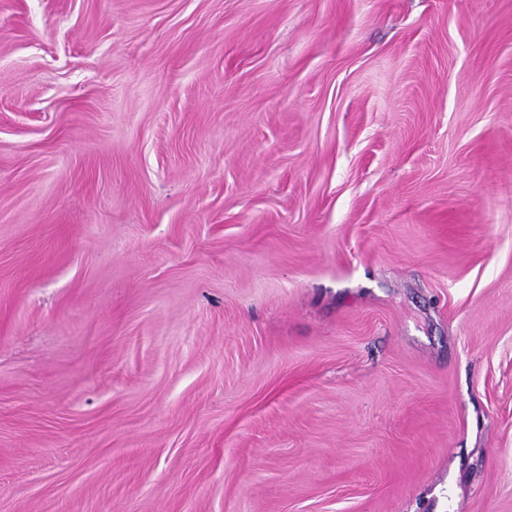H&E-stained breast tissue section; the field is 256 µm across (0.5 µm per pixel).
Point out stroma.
<instances>
[{
  "instance_id": "obj_1",
  "label": "stroma",
  "mask_w": 512,
  "mask_h": 512,
  "mask_svg": "<svg viewBox=\"0 0 512 512\" xmlns=\"http://www.w3.org/2000/svg\"><path fill=\"white\" fill-rule=\"evenodd\" d=\"M0 512H512V0H0Z\"/></svg>"
}]
</instances>
